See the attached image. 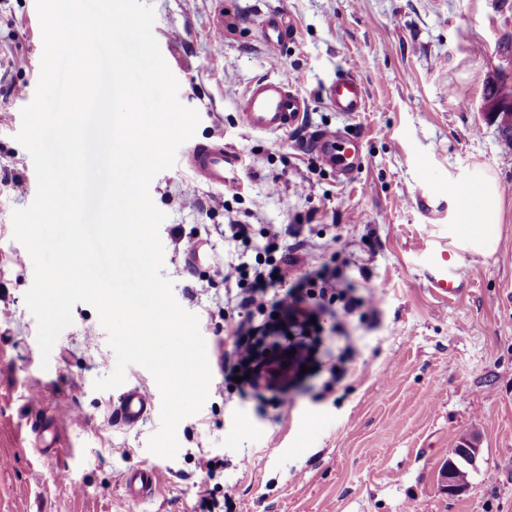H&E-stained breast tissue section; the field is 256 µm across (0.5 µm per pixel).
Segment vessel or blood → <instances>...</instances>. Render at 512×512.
<instances>
[{"label": "vessel or blood", "mask_w": 512, "mask_h": 512, "mask_svg": "<svg viewBox=\"0 0 512 512\" xmlns=\"http://www.w3.org/2000/svg\"><path fill=\"white\" fill-rule=\"evenodd\" d=\"M293 32L291 19L279 10L268 13L261 24L263 41L274 49L284 48ZM327 97L335 111L350 116L366 109V90L355 76L348 73L337 77ZM308 110L307 97L282 78L257 79L239 101L243 124L252 131L268 135H281L297 128ZM314 146L322 164L336 171L338 176L349 177L362 163L359 143L338 139L335 133L317 134ZM236 161V155L225 151L223 142L217 140L190 143L181 159L198 182L219 187L233 185V178L226 176L225 171L235 166ZM461 263L460 253L450 251L447 240L435 241L428 247L422 277L435 298L445 300L465 293ZM150 404L149 392L141 388L130 389L117 403L111 404L108 420L125 427L135 426L144 418ZM122 482L126 499L142 504L154 497L161 476L154 468L135 466L124 473Z\"/></svg>", "instance_id": "vessel-or-blood-1"}]
</instances>
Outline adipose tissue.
Returning a JSON list of instances; mask_svg holds the SVG:
<instances>
[{
  "instance_id": "adipose-tissue-1",
  "label": "adipose tissue",
  "mask_w": 512,
  "mask_h": 512,
  "mask_svg": "<svg viewBox=\"0 0 512 512\" xmlns=\"http://www.w3.org/2000/svg\"><path fill=\"white\" fill-rule=\"evenodd\" d=\"M456 208L470 220L469 226L457 229L458 247L482 254L495 252L501 232V197L495 178L485 174L469 184Z\"/></svg>"
}]
</instances>
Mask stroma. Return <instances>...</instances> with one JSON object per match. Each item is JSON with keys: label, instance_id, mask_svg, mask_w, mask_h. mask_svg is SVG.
I'll list each match as a JSON object with an SVG mask.
<instances>
[{"label": "stroma", "instance_id": "obj_1", "mask_svg": "<svg viewBox=\"0 0 512 512\" xmlns=\"http://www.w3.org/2000/svg\"><path fill=\"white\" fill-rule=\"evenodd\" d=\"M153 33L179 83L178 99L199 114L194 140L223 141L240 158L239 197L196 184L181 166L149 191L167 218L160 227L163 274L199 317L211 370L208 397L177 427L172 459L147 449L162 398L152 374L133 364L123 386L96 390L116 363L95 309L76 304L73 323L42 363L37 323L24 303L33 263L13 237L12 213L37 190L33 162L16 141L24 104L0 95V512H143L121 475L154 466L162 481L150 512H512V142L482 109L491 81L512 85V0H148ZM272 10L289 13L296 37L282 50L260 38ZM43 53L35 0H0V81L35 92ZM354 74L369 108L334 112L337 75ZM260 77L284 78L309 101L301 129L248 131L237 105ZM358 140L363 163L350 180L316 157L315 131ZM495 177L501 242L468 254V292L442 301L427 290L421 253L453 235L448 181ZM22 182L24 191L10 190ZM250 225L247 248L225 246L229 219ZM298 224L318 262L343 263L359 292L377 293L380 324L345 323L358 349L352 373L330 385L341 352L336 318L309 331L307 373L289 374L280 422L268 392L225 379L217 359L237 321L215 266L255 259L269 225ZM204 246L208 263L191 252ZM139 387L151 409L134 428L106 425L108 406ZM61 431L43 454L38 433ZM480 452L465 487L442 474L464 438ZM213 461L201 472L199 457ZM238 487L236 506L224 485Z\"/></svg>", "mask_w": 512, "mask_h": 512}]
</instances>
